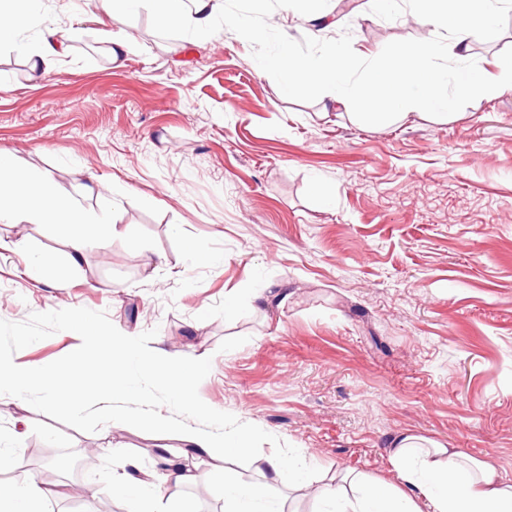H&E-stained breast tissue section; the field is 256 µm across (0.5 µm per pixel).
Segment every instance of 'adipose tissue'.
<instances>
[{"label": "adipose tissue", "mask_w": 512, "mask_h": 512, "mask_svg": "<svg viewBox=\"0 0 512 512\" xmlns=\"http://www.w3.org/2000/svg\"><path fill=\"white\" fill-rule=\"evenodd\" d=\"M417 19L436 31H449L452 42L425 41L400 49V65L357 72L350 50L333 46L313 55L294 52L282 44L273 58L260 60L259 69H272L284 91L315 86L327 93L330 108L355 110L359 122L386 126L407 120L410 105L419 104L448 118L456 97L475 85L471 70L449 77L446 59L467 58L474 29L461 17L449 14L445 0H412ZM100 10L112 20L106 35L112 65L122 66L132 45L126 30L129 17L140 11L155 15L164 25L187 29L198 36L212 35L221 12L220 0H98ZM44 12L43 0H0V43L10 44L26 55L30 71L37 72L47 56L63 52L64 46L52 27H45L40 47L23 41L30 20ZM0 223L63 224L67 227L66 263L81 267L89 249L105 247L114 228L104 214L89 215L63 195L47 173L16 168L9 157L0 155ZM399 466L401 485L388 491L380 485L346 474L325 483L320 495L342 503L343 512H419L416 499L424 497L430 512H512V483L504 482L491 465L465 456L440 443L425 444L408 433L395 438L389 450ZM161 473L138 477L126 475L113 484L116 497L127 512H143L142 492L160 493L169 486L193 482L194 475L181 455L161 446ZM261 481L229 483L224 471L213 473L211 483L224 492L230 512H247L248 506L265 505L270 489L295 486L298 472L286 457H265ZM50 491L38 481L21 486H0V512H41Z\"/></svg>", "instance_id": "1"}]
</instances>
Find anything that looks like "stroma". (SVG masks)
<instances>
[{
  "instance_id": "1",
  "label": "stroma",
  "mask_w": 512,
  "mask_h": 512,
  "mask_svg": "<svg viewBox=\"0 0 512 512\" xmlns=\"http://www.w3.org/2000/svg\"><path fill=\"white\" fill-rule=\"evenodd\" d=\"M334 27L312 31L307 0H224L226 16L262 25L217 29L208 41L147 12L127 23L132 50L112 66L95 0H45L43 24L65 55L31 73L0 46V154L53 175L115 232L80 269L65 262L60 224H0V319L83 307L118 329H153L176 357L211 358L198 392L210 407L296 447L319 474L272 494L283 512H323L319 488L352 473L399 486L391 439L412 432L494 465L512 482V87L486 93L512 62V7L474 41L477 88L449 120L376 128L323 116L322 94L284 92L259 59L283 41L312 54L343 43L360 66L392 64V49L434 39L409 0L378 12L348 0ZM104 183L85 194L81 172ZM161 257L156 267L147 258ZM52 263L57 288L35 272ZM271 297L253 301L258 289ZM60 331L14 355L47 364L75 350ZM178 436L122 424L87 433L25 401L0 399V448L16 462L0 484L45 481L44 512H112L111 477L125 448L155 467ZM60 460L45 478L43 457ZM260 481L247 466L204 458L196 481L154 499L150 512H225L210 473Z\"/></svg>"
}]
</instances>
